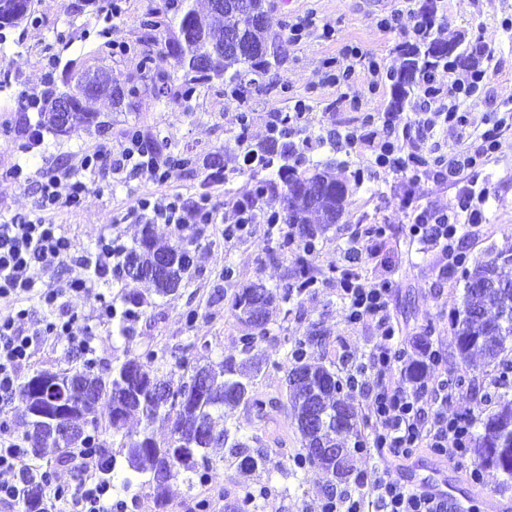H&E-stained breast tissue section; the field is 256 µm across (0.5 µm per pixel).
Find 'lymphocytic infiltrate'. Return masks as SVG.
Listing matches in <instances>:
<instances>
[{
    "label": "lymphocytic infiltrate",
    "mask_w": 512,
    "mask_h": 512,
    "mask_svg": "<svg viewBox=\"0 0 512 512\" xmlns=\"http://www.w3.org/2000/svg\"><path fill=\"white\" fill-rule=\"evenodd\" d=\"M367 74L370 87L390 78L391 67L378 56L344 46L336 70L327 80L336 86L341 101L359 107L349 87L359 74ZM486 71L478 70L467 80L451 79L447 87L427 82L422 90L423 110L405 121L398 113H364L360 123L348 129L343 142L348 149L369 153V177L387 174L407 176L410 182L430 179L446 182L462 172L483 166L491 160L506 129L512 128V113L490 119L476 136L473 148L450 156L442 150L449 132L462 126L466 115L462 101L480 95ZM167 171L148 159L138 143L119 151L100 148L85 155L80 163H63L56 174L37 185V212L0 224V412H9L19 391L20 376L35 355L57 336L69 333L74 318L67 299L74 294L95 291L101 280L118 271L123 245L111 235L100 236L94 253L76 255L62 225L48 220L49 212L76 208L86 203L94 184L112 179L126 183L138 177L166 179ZM484 195L468 193L458 209L447 212L429 206L413 211L407 225L409 239L438 252V274L461 267L466 259L460 247L462 227H478L482 221ZM136 207L146 223L211 224L217 217L208 202L188 204L177 196L161 201L139 199ZM52 276L44 288H37L33 270ZM336 293L344 304L349 325H367L375 342L368 361L348 370L345 386L365 392L371 398L374 423L370 444L378 466L370 495L329 496L321 512H451L446 499L419 491L393 475L389 462L406 457L413 449L425 447L444 454L464 457L470 450L473 421L448 408V383L436 389L420 386L407 389L396 372L408 352L389 312L390 286L374 280L355 267L339 270ZM46 309L50 320L29 327L31 301ZM74 480L60 485L50 468L32 463L22 439L0 423V506L9 508L22 502L31 482H41L45 496L40 512H122L112 498V485L101 479V451L75 448L69 453Z\"/></svg>",
    "instance_id": "lymphocytic-infiltrate-1"
}]
</instances>
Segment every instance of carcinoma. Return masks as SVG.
<instances>
[{
  "instance_id": "obj_1",
  "label": "carcinoma",
  "mask_w": 512,
  "mask_h": 512,
  "mask_svg": "<svg viewBox=\"0 0 512 512\" xmlns=\"http://www.w3.org/2000/svg\"><path fill=\"white\" fill-rule=\"evenodd\" d=\"M70 15L93 14L103 19L104 26L99 36L104 42L98 50L112 48V0H73L67 6ZM266 0H248V10L233 11L225 8L218 12L209 7L207 13L196 10L191 0H164L163 7L144 14L140 21V41L148 46L158 35L168 34L167 49L180 45L187 38L188 52L200 57L201 64L190 68L178 65L173 77L166 72L152 70L150 54L142 61L143 78L158 96L174 94L185 101L193 99L202 89L216 81L229 87L230 92H241L244 76L249 73L266 72L281 63L286 54L288 41L279 35H270L266 30ZM37 22L35 0H0V53L10 50L4 31L18 28L26 23ZM240 32L248 46L246 51H236L227 45L230 32ZM408 56L402 70L393 76L396 96L390 111L397 112L406 97L416 88L429 81L435 70L453 58L456 65L469 68L476 58L469 51L455 55L448 53V43L431 37L409 45L404 49ZM136 94L135 88L125 89L119 78L110 74L89 76L76 70V61L69 59L60 75L49 76L47 86L34 107L38 120L30 126L31 135H40L47 123L58 129L63 104H68L70 127H102L98 114L89 112L84 101L90 97L107 95L116 107L127 105ZM247 158L260 163L259 169L269 172L270 178L262 181L256 195L235 201L242 209L255 208L260 195L269 189H281L283 208L278 223L285 225L287 234L279 242L280 248L288 246V235L303 238L316 237L317 231L335 224L348 205V189L345 183L333 175L335 160L311 163L307 159L302 143L288 138V129L283 128L266 142L251 148ZM206 183L225 180L224 162L220 152L212 154L207 164ZM195 238L176 234L173 244L161 247L156 244L153 228L143 224L131 245L124 248L121 265L125 274L132 267L147 273L157 254L171 255L173 267L163 278L149 279L161 295H173L181 286L186 272L193 264ZM512 264V254H497L486 260L475 262L465 275L462 309L452 322L455 349L462 359L475 352L488 362H497L506 348L512 345V279L502 275L501 268ZM286 302L289 293L278 294L264 287L252 285L241 289L234 297L233 307L239 317L250 320L259 318L257 329L265 331L269 309L276 301ZM115 305L117 333L127 334L128 316H140L138 309L144 301L131 293H119L112 299ZM258 337L240 338L239 357H224L220 361L188 373L180 363L160 377L151 365L157 354L148 351L143 355H127L103 375L95 371L96 364L88 362L83 369L75 371H39V375L55 382V389L46 386L41 390L40 401L53 404L58 395L67 393L77 407L75 417L82 418L96 430L112 431L120 437V448L130 467L138 473L149 472L142 484L153 491L156 506L164 508L168 482L181 476L188 485L193 477L207 482L218 475L219 467L208 453L212 443H222L240 459V467L254 471L264 469L268 463L266 452L250 449L249 437L240 433L232 422L233 412L241 406H249L257 413L263 412L264 402L254 390V380L260 371L259 358L255 354ZM314 348L311 340L298 341L287 358L289 371H301L308 378L305 386L289 387L292 416L304 442V453L294 458L297 469L320 467L329 470L323 460L317 458L314 449L332 445L346 447L358 438L357 414L354 408L341 402L340 380L336 373L312 360L309 350ZM155 379L176 389L181 399L166 405L158 404L147 390H140V399L130 403L124 389L130 376ZM503 392L499 396L498 409L480 421L483 433L478 436L475 455L480 465H485L488 454L495 450L499 465L495 469L512 479V383L500 378ZM224 416V429H215L214 414ZM313 416L315 426L304 423ZM20 416L31 430L36 442L34 456L46 464L59 463L67 457L71 448L90 445L98 448V435L81 434L75 440L56 443L42 438L36 425L29 419L26 409ZM143 422L142 430L135 436L123 433V427L132 417ZM163 417L172 421L171 437L165 444H158L150 433L153 422ZM41 487L33 483L28 487L24 501V512H39Z\"/></svg>"
}]
</instances>
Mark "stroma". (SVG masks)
<instances>
[{"label": "stroma", "instance_id": "obj_1", "mask_svg": "<svg viewBox=\"0 0 512 512\" xmlns=\"http://www.w3.org/2000/svg\"><path fill=\"white\" fill-rule=\"evenodd\" d=\"M69 2L37 0L39 23L27 27L19 45L0 58V67L15 78L12 91L0 93V223L35 213L36 183L59 162H77L83 154L101 146L120 150L127 140L125 130L133 124L141 130L145 142L164 155L190 150L204 163L211 153L220 152L225 182L206 186L201 176L184 169L172 170L163 181H103L95 185L82 206L58 210L50 219L64 225L73 252L86 255L94 251L99 236L107 229L121 237L123 243H130L138 225L133 211L138 198L160 201L178 194L191 201L199 195H209L218 209V218L212 224L188 225L186 232L196 237L198 248L195 265L185 274L178 293L162 297L150 282L110 277L101 295L69 298L68 308L77 317L71 336H94L97 368L101 371L126 351L155 352L153 370L161 375L178 362L193 367L238 354L240 337L251 334L252 329L232 309L234 293L253 283L277 290L286 288L292 284L297 268L295 254L281 250L278 234L269 233L264 221L253 224L250 234L243 238L229 242L224 239V226L233 220L234 201L257 186L256 177L244 168L248 146L267 139L270 112H291L299 101L308 107L302 124L310 131L322 127L344 131L352 126L357 111H388L394 97L393 85L373 93L365 79H356L351 92L360 98L362 106L355 111L338 102L336 88L327 83L326 77L347 44L382 56L394 68H401L406 60L403 49L411 43L403 31L412 22L405 16L401 30L379 28L382 18L400 9V0H270V33L287 35L299 21L304 22L305 28L298 41L289 43L282 64L257 76L243 99L226 96L220 85L188 102L159 99L145 90L133 109L121 112L113 107L111 99L97 97L90 99L87 106L107 121L106 130L76 127L57 134L46 128L41 134V146L25 153L21 147L29 134L16 110L14 92L40 93L58 51V33H78L96 23L92 17H70L66 12ZM161 4L162 0H112V22L117 26L113 38L123 42L126 50L106 57L98 53L94 38L75 41L72 55L77 58L79 69L91 74L110 70L120 78L139 80L142 46L138 20L148 9ZM433 6L435 19L442 25L443 41L456 45L458 50L472 49L484 39L500 43L499 62L489 74L484 94L465 106L468 127L448 137L450 151H464L471 148L476 131L482 129L489 113L512 108V40L499 32L501 17L512 13V0H433ZM241 111L252 118L244 142L238 137L235 120ZM310 157L315 161L335 158L334 173L348 184V206L338 223L326 226L316 236L318 251L312 263L321 271L323 284L279 304L265 336L258 342L257 350L263 359L256 390L265 402L264 417L243 407L233 414L235 423L252 437L254 447L267 452V470H242L238 459L219 445L210 450L221 467L218 480L191 488L183 480L171 481L168 502L161 511L149 490L131 488L123 495L126 512H229L235 500L247 496L255 497L259 512H320L330 492L343 491V484L330 480L317 468L297 473L292 470V459L302 453L303 443L291 415L286 354L297 341L319 336L323 343L316 348L314 358L337 375H345L347 365L366 363L372 332L368 327L346 323L334 283L336 269L345 265L348 242L359 224L392 227L388 240L378 244L374 254L365 256L364 266L369 275L390 284V311L403 328L407 347L431 344L441 353L438 363L425 367L422 383L432 387L439 380H449V410L475 420L496 410V401L485 400L484 394L499 374L497 367L478 354L461 360L454 346L450 318L462 306L464 272L459 269L448 277H438L436 251L416 252L402 231L412 217L401 200L409 192L421 205L453 211L463 191L485 192L483 222L466 231L463 240L467 259L473 262L511 251L512 130L503 134L497 153L483 169L464 171L457 181L447 184L424 179L412 185L405 176L390 174L356 185L351 173L366 165L365 155L341 150L332 153L322 147L311 151ZM17 163L24 169L25 179L21 182L8 175ZM228 266L235 270L229 283L223 279ZM121 290L140 295L146 314L131 323L126 337L116 338L111 323L98 321L96 314L101 298H113ZM190 311L197 314L192 323L186 320ZM343 354L348 357L344 363L339 360ZM477 464L472 453L461 459L450 454L439 457L429 449L417 448L408 458L393 460L391 467L406 479L422 469L453 471L465 479Z\"/></svg>", "mask_w": 512, "mask_h": 512}]
</instances>
